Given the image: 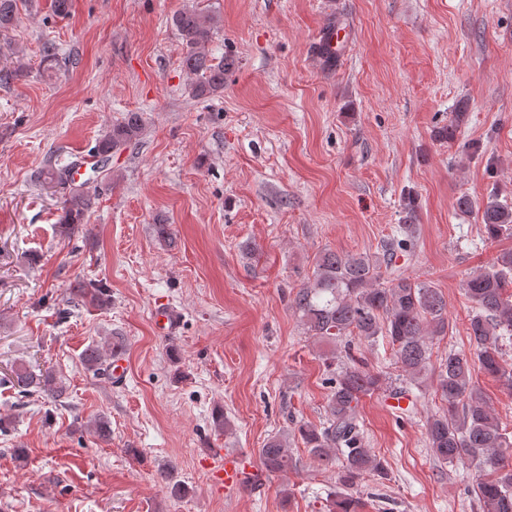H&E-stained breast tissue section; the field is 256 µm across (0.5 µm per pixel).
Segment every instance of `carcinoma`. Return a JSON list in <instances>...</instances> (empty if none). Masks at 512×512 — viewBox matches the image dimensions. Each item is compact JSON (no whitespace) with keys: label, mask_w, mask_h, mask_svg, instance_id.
<instances>
[{"label":"carcinoma","mask_w":512,"mask_h":512,"mask_svg":"<svg viewBox=\"0 0 512 512\" xmlns=\"http://www.w3.org/2000/svg\"><path fill=\"white\" fill-rule=\"evenodd\" d=\"M22 0H0V33L14 27ZM172 22L182 46V64L195 76L192 97L208 99L224 90V74L233 61L215 60L208 49L212 18L196 8L177 12ZM467 113L458 111L451 124L435 131L440 140L454 138ZM143 131L139 113L130 112L91 148L95 169L106 174L112 155L134 146ZM67 166L49 165L37 176L41 185L65 184ZM92 206L89 192L74 188L64 202L61 223L73 233L85 223ZM408 223L401 226L406 246L416 230L412 196L405 197ZM487 239L512 234V205L490 195L479 206ZM390 256L371 258L363 254L322 253L313 278L299 288L293 299L306 333L320 344L330 345L321 357L332 371L326 418L320 426L302 423L297 433L318 466L341 465V489L329 494L330 512H357L353 495L358 480L367 473L386 475L382 462L365 448L358 425L361 397L381 388V378L364 367L352 352L354 341L374 344L381 336L392 346L395 364L406 374L405 383L416 385L431 363V343L448 330V303L431 285L408 277L384 278L382 267ZM73 292L93 305L108 301L106 289L80 285ZM464 293L473 304L468 336L473 352L455 350L441 358L436 372V392L446 410L427 418L428 445L442 463L468 461L478 472L473 492L482 512H512V435L494 417L486 395L473 381L474 374L500 379L512 389V363L503 346L512 343V251L496 256L492 264L464 281ZM124 352L120 336L102 344L93 342L81 354L85 369L96 375L110 371L112 353ZM9 383L23 394L38 393L55 402L67 398L66 383L50 370L39 373L20 362L12 366ZM259 455L266 472L285 473L293 467L288 433L270 437Z\"/></svg>","instance_id":"cac0c4a2"}]
</instances>
